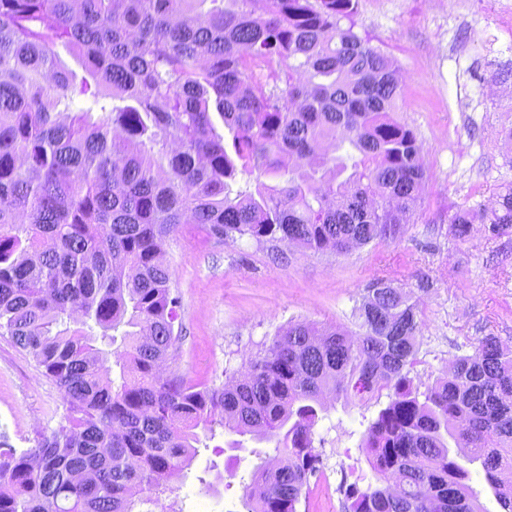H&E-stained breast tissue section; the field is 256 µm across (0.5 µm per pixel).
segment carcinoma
<instances>
[{
  "instance_id": "cac0c4a2",
  "label": "carcinoma",
  "mask_w": 512,
  "mask_h": 512,
  "mask_svg": "<svg viewBox=\"0 0 512 512\" xmlns=\"http://www.w3.org/2000/svg\"><path fill=\"white\" fill-rule=\"evenodd\" d=\"M358 4L0 0V335L63 399L34 446L0 442V512H153L198 430L218 428L281 459L251 473L249 512H300L324 394L384 391L362 440L379 485H348L344 512H481L461 450L512 512V351L489 333L419 390L423 312L389 281L355 305L357 332L290 322L218 384L158 371L180 225L343 254L413 215L422 146L392 116L400 69L355 30ZM239 174L255 186L233 195ZM450 224L459 240L475 224L512 233V187Z\"/></svg>"
}]
</instances>
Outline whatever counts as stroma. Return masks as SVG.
<instances>
[{
  "instance_id": "1",
  "label": "stroma",
  "mask_w": 512,
  "mask_h": 512,
  "mask_svg": "<svg viewBox=\"0 0 512 512\" xmlns=\"http://www.w3.org/2000/svg\"><path fill=\"white\" fill-rule=\"evenodd\" d=\"M355 21L401 70L395 117L416 132L428 171L415 215L397 238L340 255L182 225L165 253L181 331L166 373L194 384L242 374L294 321L354 329L352 309L377 279L410 291L424 311L419 386L448 374L449 361L485 334L512 350V234L494 237L479 224L465 239L449 234L459 207L494 205L512 186V98L497 93L512 87V0H359ZM378 410L341 396L326 404L315 427L326 478L310 486L306 512H343L341 482L375 483L361 442ZM61 411L57 386L0 336V435L31 447ZM273 455L248 434L211 440L181 473L183 512H247L243 482Z\"/></svg>"
}]
</instances>
